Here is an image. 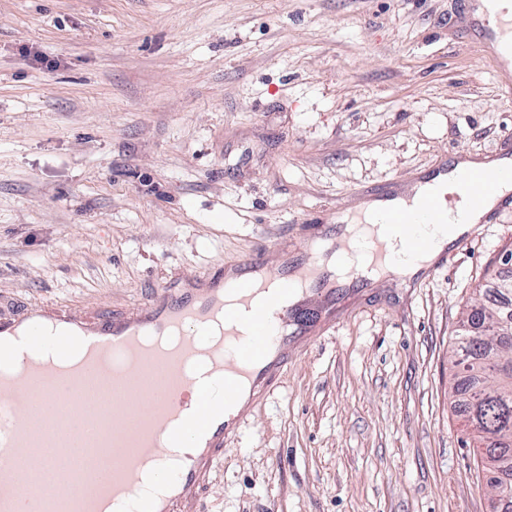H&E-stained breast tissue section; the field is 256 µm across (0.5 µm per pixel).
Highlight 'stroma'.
I'll list each match as a JSON object with an SVG mask.
<instances>
[{
  "label": "stroma",
  "mask_w": 512,
  "mask_h": 512,
  "mask_svg": "<svg viewBox=\"0 0 512 512\" xmlns=\"http://www.w3.org/2000/svg\"><path fill=\"white\" fill-rule=\"evenodd\" d=\"M463 0H0V293L121 309L512 134ZM512 206L288 353L208 512H491L448 358Z\"/></svg>",
  "instance_id": "35a3bbf8"
}]
</instances>
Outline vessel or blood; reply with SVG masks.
Instances as JSON below:
<instances>
[{"label":"vessel or blood","mask_w":512,"mask_h":512,"mask_svg":"<svg viewBox=\"0 0 512 512\" xmlns=\"http://www.w3.org/2000/svg\"><path fill=\"white\" fill-rule=\"evenodd\" d=\"M504 0H464L498 60L500 87L512 96V33ZM453 191L407 208L391 207L414 186L371 189L359 203L382 201L385 223L404 231L414 253L427 247L420 225L444 203L483 206L512 200V145L489 158L456 159ZM346 204L309 218L303 250L270 273L265 250L206 274L166 279L146 300L122 310L26 303L0 295V512H204L198 492L215 461L242 433L255 406L277 388L288 349L311 341L305 322L318 304L324 327L354 288L369 287L384 260L377 239L362 260L337 267L350 251ZM222 381L226 399L188 396L205 379ZM116 452L100 468L106 445Z\"/></svg>","instance_id":"1"}]
</instances>
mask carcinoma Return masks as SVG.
<instances>
[{
    "mask_svg": "<svg viewBox=\"0 0 512 512\" xmlns=\"http://www.w3.org/2000/svg\"><path fill=\"white\" fill-rule=\"evenodd\" d=\"M484 292L480 317L466 315L456 334L455 365L463 371L458 412L466 445L490 474L492 512H512V282L493 281Z\"/></svg>",
    "mask_w": 512,
    "mask_h": 512,
    "instance_id": "obj_1",
    "label": "carcinoma"
}]
</instances>
